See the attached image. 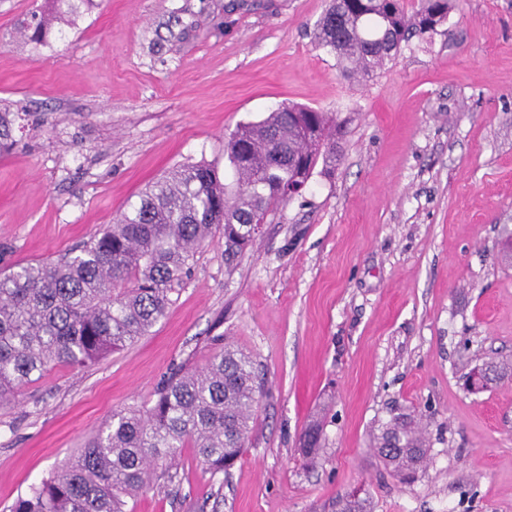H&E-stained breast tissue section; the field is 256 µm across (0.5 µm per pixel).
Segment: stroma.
<instances>
[{
	"label": "stroma",
	"mask_w": 512,
	"mask_h": 512,
	"mask_svg": "<svg viewBox=\"0 0 512 512\" xmlns=\"http://www.w3.org/2000/svg\"><path fill=\"white\" fill-rule=\"evenodd\" d=\"M329 0H96L34 48L45 0H0V107L26 111L0 155V269L86 242L172 169H226L237 125L295 103L348 122L332 175L313 173L254 245L195 254L151 332L90 368L56 366L0 405V512L114 412L232 344L261 385L249 445L211 474L193 448L129 512H512V0H456L371 81L317 48ZM414 414L429 442L399 482L373 436ZM324 418L304 468L299 440Z\"/></svg>",
	"instance_id": "stroma-1"
}]
</instances>
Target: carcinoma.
Here are the masks:
<instances>
[{
  "instance_id": "obj_1",
  "label": "carcinoma",
  "mask_w": 512,
  "mask_h": 512,
  "mask_svg": "<svg viewBox=\"0 0 512 512\" xmlns=\"http://www.w3.org/2000/svg\"><path fill=\"white\" fill-rule=\"evenodd\" d=\"M454 0H330L314 33L318 47L364 81L394 62L413 37L438 33ZM94 0H49L24 22L40 46L52 30L73 28ZM11 112H0V153L11 146ZM343 122L333 113L281 104L257 122L241 123L224 154L228 183L204 162L170 171L130 210L96 229L79 253L0 270V402H8L58 365L82 368L147 335L170 305L196 251L216 232L230 255L252 245L253 225L302 195L317 164L336 167ZM252 358L225 345L198 370L160 387L141 408L119 411L75 456L56 467L11 512H125L127 501L173 477L179 449H197L206 470L224 472L243 456L258 403ZM322 428L308 424L300 451L313 462ZM375 452L406 482L425 467L426 436L410 416L390 421ZM336 512H371L369 497L347 493Z\"/></svg>"
}]
</instances>
